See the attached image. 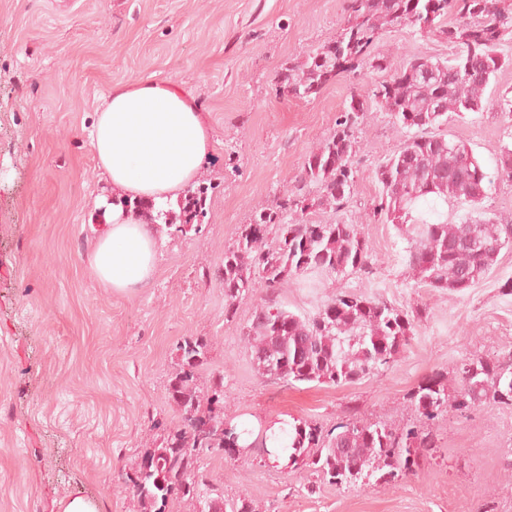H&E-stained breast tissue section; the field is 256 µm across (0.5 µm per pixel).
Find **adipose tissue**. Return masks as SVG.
<instances>
[{
    "mask_svg": "<svg viewBox=\"0 0 512 512\" xmlns=\"http://www.w3.org/2000/svg\"><path fill=\"white\" fill-rule=\"evenodd\" d=\"M90 145L118 204L99 216L106 224L91 268L106 287L125 291L152 275L155 243L149 216L124 207L177 199L199 174L212 140L195 102L169 80L133 81L112 88L90 131Z\"/></svg>",
    "mask_w": 512,
    "mask_h": 512,
    "instance_id": "ef3b65f1",
    "label": "adipose tissue"
}]
</instances>
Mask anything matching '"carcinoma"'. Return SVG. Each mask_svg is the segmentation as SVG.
Masks as SVG:
<instances>
[{"label": "carcinoma", "instance_id": "obj_1", "mask_svg": "<svg viewBox=\"0 0 512 512\" xmlns=\"http://www.w3.org/2000/svg\"><path fill=\"white\" fill-rule=\"evenodd\" d=\"M346 18L336 39L313 51L300 67H288L285 80L306 92L319 91L333 78L349 75L365 61L381 60L372 70L384 72L380 81L353 93L363 109L375 104L412 130L404 146L377 171L381 192L373 217L401 226L412 241L408 266L425 285L442 291H462L485 278L504 247L512 246V224L465 218L459 223H434L425 208L452 200L472 208L485 196V173L471 147L433 133L451 117L462 118L494 106L512 118V96L485 97L495 74L512 64L499 51L512 36V3L507 0H345ZM410 27L422 36L435 35L459 49L450 60L414 58L395 66L389 56L373 53L380 30ZM364 116L347 107L338 113L333 133L309 152L296 176L299 184L320 186L319 204L336 210L350 199L354 185L355 131ZM497 172L512 179V147L498 154ZM208 187L198 186L185 198L183 223L162 208L154 222L177 233L199 230L193 223L204 214ZM293 200L286 197L273 208L239 227L233 248L224 251V316L235 315L250 293L266 289L244 332L257 372L264 378L292 384L316 382L340 385L378 375L395 361L415 329L411 316L383 301L344 291L308 316L279 305L274 287L311 272L350 275L370 272L368 242L355 224H309L297 218L284 224L274 246L266 231L283 224ZM211 350L202 337H186L178 345L179 369L171 379L169 398L179 411V424L165 445L148 448L126 480L139 512H166L170 503L186 501L193 512H256L254 501L224 502L206 491L201 456L220 449L234 456L241 448L237 424L224 413V384L206 389L197 380ZM426 422L453 412L512 402V364L498 359H470L457 371L449 388L448 374L435 371L410 396ZM336 434L306 421L288 428V460L308 467L331 485H354L374 474L390 483L414 472L423 452L436 447L431 431L409 425L402 429L356 418L337 426Z\"/></svg>", "mask_w": 512, "mask_h": 512}]
</instances>
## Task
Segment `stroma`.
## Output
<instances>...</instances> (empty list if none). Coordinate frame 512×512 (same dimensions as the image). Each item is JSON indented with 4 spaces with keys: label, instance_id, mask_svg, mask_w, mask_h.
<instances>
[{
    "label": "stroma",
    "instance_id": "stroma-1",
    "mask_svg": "<svg viewBox=\"0 0 512 512\" xmlns=\"http://www.w3.org/2000/svg\"><path fill=\"white\" fill-rule=\"evenodd\" d=\"M344 0H0V512H59L81 495L100 512H132L124 474L177 425L168 398L184 338L210 341L200 386L224 378L237 418H285L336 427L416 422L410 394L432 372L461 363L512 360V247L478 284L437 291L407 265L394 224L370 215L378 167L409 131L373 106L359 127L355 183L336 211L319 205L318 185L300 193L313 224L358 225L371 273L314 274L278 285L298 315L352 291L418 314L408 345L385 372L341 386L274 383L254 368L243 338L263 292L224 317V251L287 191L306 154L333 132L356 88L381 80L357 69L308 98L276 92L285 68L333 40ZM395 62L448 58L444 39L409 28L376 42ZM171 80L194 99L213 149L199 183L208 188L199 230L154 225L156 265L141 287H105L90 262L102 231L92 203L113 200L89 143L95 113L112 87ZM468 144L490 177L484 216L512 221V179L496 171L512 145V119L494 109L440 127ZM439 448L417 475L384 483L331 485L307 468L265 463L260 448L232 460L201 457L209 485L225 500H255L259 512H512V405L479 408L433 424Z\"/></svg>",
    "mask_w": 512,
    "mask_h": 512
}]
</instances>
